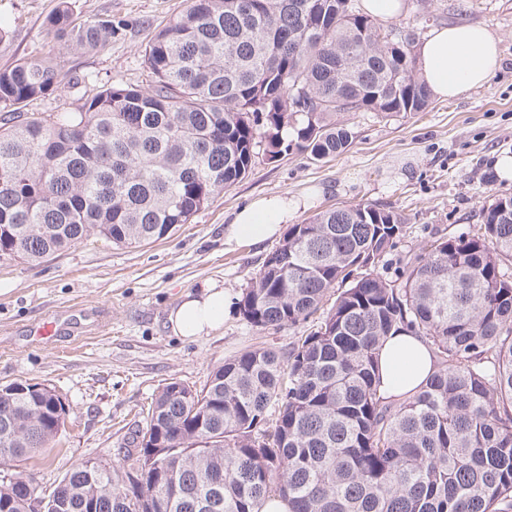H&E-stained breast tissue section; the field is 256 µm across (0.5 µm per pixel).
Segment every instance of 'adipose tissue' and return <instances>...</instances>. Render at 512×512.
Returning <instances> with one entry per match:
<instances>
[{"label": "adipose tissue", "instance_id": "obj_1", "mask_svg": "<svg viewBox=\"0 0 512 512\" xmlns=\"http://www.w3.org/2000/svg\"><path fill=\"white\" fill-rule=\"evenodd\" d=\"M418 74L430 94L449 100L488 85L501 65L499 40L487 27L456 23L433 28L417 48ZM306 199L287 195L258 198L237 211L224 230L225 244L258 246L279 237ZM237 297L221 283L205 281L186 292L167 320L174 335L198 338L237 310ZM434 369V355L418 336L403 331L380 353L381 389L398 399L414 394Z\"/></svg>", "mask_w": 512, "mask_h": 512}]
</instances>
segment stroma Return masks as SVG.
<instances>
[{
	"label": "stroma",
	"instance_id": "stroma-1",
	"mask_svg": "<svg viewBox=\"0 0 512 512\" xmlns=\"http://www.w3.org/2000/svg\"><path fill=\"white\" fill-rule=\"evenodd\" d=\"M58 0H0V69L20 59L59 51L46 29ZM81 20H112L122 28L98 52L65 57L58 92L23 105L26 113L65 112L87 86L110 82L150 89L144 48L156 28L189 6L188 0H70ZM457 22L488 27L500 39L501 66L487 87L452 101L431 100L422 112L385 116L349 112L348 150L320 161L293 152L258 155L243 180L224 190L165 240L116 247L90 236L39 264L0 258V385L31 379L55 388L71 414L51 447L24 462L0 463V474L34 476L49 488L77 464L96 461L123 479L124 450L146 425V409L170 381L197 387L226 358L258 346L286 350L303 327L258 330L233 314L194 341L174 336L167 316L183 293L207 279L242 295L278 246L228 247L224 228L234 212L270 194L308 197L295 221L342 205L370 203L401 213L406 223L386 276L400 260L436 238L481 224L482 211L512 195V180L495 163L512 158V0H415L394 26L417 29ZM64 327L51 343L28 331L45 317Z\"/></svg>",
	"mask_w": 512,
	"mask_h": 512
}]
</instances>
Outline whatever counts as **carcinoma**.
Wrapping results in <instances>:
<instances>
[{"label":"carcinoma","mask_w":512,"mask_h":512,"mask_svg":"<svg viewBox=\"0 0 512 512\" xmlns=\"http://www.w3.org/2000/svg\"><path fill=\"white\" fill-rule=\"evenodd\" d=\"M46 24L80 53L119 33L73 20L68 0ZM416 39L352 0H191L145 48L149 91L110 84L23 119L21 104L61 86V57L0 69V257L40 263L92 233L162 240L244 179L261 146L319 161L352 143L338 113L424 111ZM403 224L358 204L288 225L238 310L259 329L295 327L334 288L318 328L225 359L199 388L166 383L124 452L140 485L81 463L48 491L56 512H261L271 496L288 512H512V196L409 258L396 283L380 267ZM402 329L436 368L392 400L379 356ZM68 416L48 385H0V458L35 457ZM33 496L30 480L0 483L8 512Z\"/></svg>","instance_id":"obj_1"}]
</instances>
